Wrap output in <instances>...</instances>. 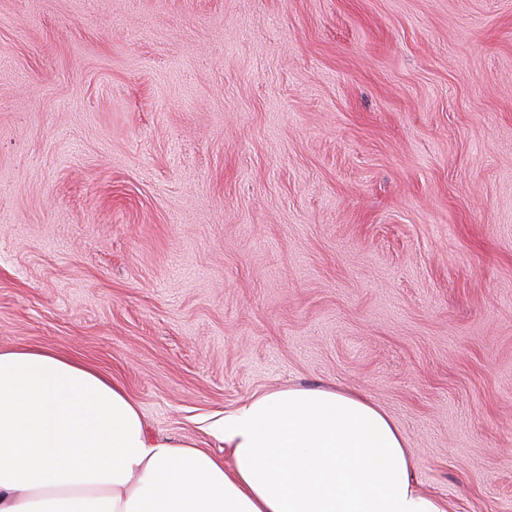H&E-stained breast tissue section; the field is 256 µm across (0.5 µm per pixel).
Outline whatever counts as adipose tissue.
Listing matches in <instances>:
<instances>
[{
    "label": "adipose tissue",
    "instance_id": "1",
    "mask_svg": "<svg viewBox=\"0 0 512 512\" xmlns=\"http://www.w3.org/2000/svg\"><path fill=\"white\" fill-rule=\"evenodd\" d=\"M221 434L225 459L152 438L135 399L93 367L0 349V512H454L359 393L266 392Z\"/></svg>",
    "mask_w": 512,
    "mask_h": 512
}]
</instances>
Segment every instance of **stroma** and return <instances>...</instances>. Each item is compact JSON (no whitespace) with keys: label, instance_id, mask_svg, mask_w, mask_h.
I'll use <instances>...</instances> for the list:
<instances>
[{"label":"stroma","instance_id":"35a3bbf8","mask_svg":"<svg viewBox=\"0 0 512 512\" xmlns=\"http://www.w3.org/2000/svg\"><path fill=\"white\" fill-rule=\"evenodd\" d=\"M149 434L342 386L512 512V0H0V348Z\"/></svg>","mask_w":512,"mask_h":512}]
</instances>
